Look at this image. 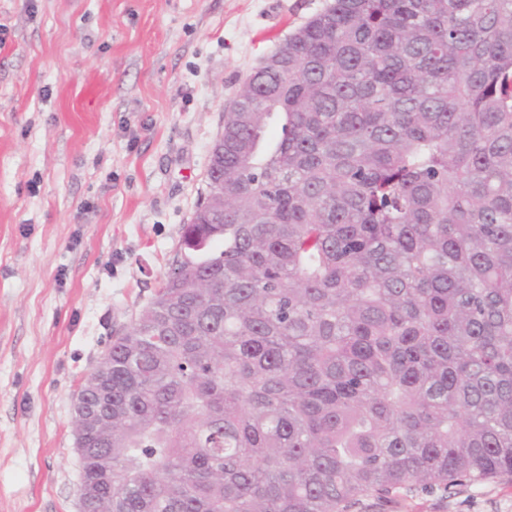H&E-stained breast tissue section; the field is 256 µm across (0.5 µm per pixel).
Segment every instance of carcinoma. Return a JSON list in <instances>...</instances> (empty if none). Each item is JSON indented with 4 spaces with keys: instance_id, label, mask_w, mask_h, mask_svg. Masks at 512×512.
<instances>
[{
    "instance_id": "carcinoma-1",
    "label": "carcinoma",
    "mask_w": 512,
    "mask_h": 512,
    "mask_svg": "<svg viewBox=\"0 0 512 512\" xmlns=\"http://www.w3.org/2000/svg\"><path fill=\"white\" fill-rule=\"evenodd\" d=\"M207 179L224 209L100 363L92 512L512 476V0H330L242 80Z\"/></svg>"
}]
</instances>
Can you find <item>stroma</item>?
I'll return each instance as SVG.
<instances>
[{
  "label": "stroma",
  "mask_w": 512,
  "mask_h": 512,
  "mask_svg": "<svg viewBox=\"0 0 512 512\" xmlns=\"http://www.w3.org/2000/svg\"><path fill=\"white\" fill-rule=\"evenodd\" d=\"M327 0H0V512H80L73 396L150 301L239 82ZM355 512H512V478Z\"/></svg>",
  "instance_id": "stroma-1"
}]
</instances>
